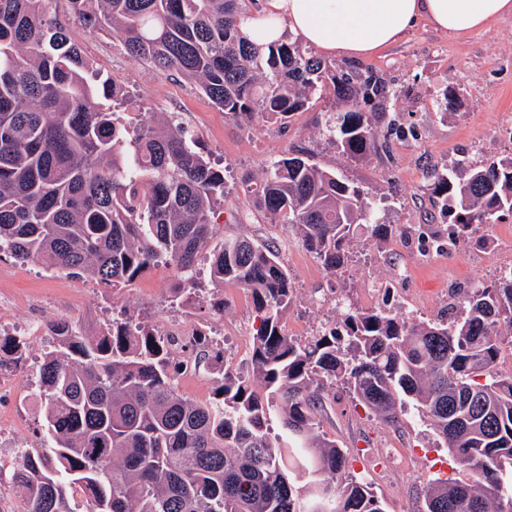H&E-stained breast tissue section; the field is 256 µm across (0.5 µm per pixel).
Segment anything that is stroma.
Listing matches in <instances>:
<instances>
[{"label": "stroma", "instance_id": "obj_1", "mask_svg": "<svg viewBox=\"0 0 512 512\" xmlns=\"http://www.w3.org/2000/svg\"><path fill=\"white\" fill-rule=\"evenodd\" d=\"M55 7L84 56L104 76L118 78L126 97L118 116L128 129L148 119L179 122L223 167L226 189L216 206L214 238L244 236L275 245L293 287L282 320L289 336L304 342L339 324L340 299L356 310L385 307L419 320L449 317L461 293L496 285L501 268L512 263V220L478 228V235L488 236V247L467 242L453 251L436 247L435 237H447L452 219L432 192L434 176L458 164L482 166L512 157L511 16L461 39L422 23L376 56L326 58L331 70L350 73L355 81L374 74L385 82V94L368 105L378 149L354 160L340 153L325 130L329 117L343 109L333 94L312 98L284 125L258 117L239 121L179 75H162L130 60L112 34H90L71 24L66 0ZM451 90L457 98L450 107L445 95ZM298 155L337 169L378 205L380 223L393 227L381 239L358 228L349 259L335 275L323 268L295 225L265 219L241 188L242 182L261 181L276 160ZM199 268L201 288L187 299L179 294L174 267L166 264L151 266L125 287L106 288L86 275L0 255V335L41 327L39 335L26 339L23 364L0 367V512H23V493L11 476L22 466L23 451L43 453L48 447L46 398L35 375L55 344L53 324L73 323L89 336L115 319L147 324L160 336L191 326L192 335L171 352L174 362L197 364L193 375L174 380L177 394L194 402H209L222 380L211 365L199 362L202 348L195 335L213 338L224 350V363L251 373L259 325L253 296L231 284L215 287L208 256H201ZM320 430L348 450L355 475L384 499L387 512H421L428 480L460 471L410 403L398 424L387 425L354 405L339 386L320 416Z\"/></svg>", "mask_w": 512, "mask_h": 512}]
</instances>
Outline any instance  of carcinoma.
<instances>
[{
	"instance_id": "1",
	"label": "carcinoma",
	"mask_w": 512,
	"mask_h": 512,
	"mask_svg": "<svg viewBox=\"0 0 512 512\" xmlns=\"http://www.w3.org/2000/svg\"><path fill=\"white\" fill-rule=\"evenodd\" d=\"M54 2L0 0V253L106 288L165 263L193 287L224 170L170 120L128 142L99 102L117 100L120 84L82 55ZM238 2L68 0L74 23L117 34L131 59L178 74L232 118L285 121L333 89L344 110L328 120L329 137L351 159L371 154L376 133L361 104L380 80L354 87L294 42L249 41ZM433 192L454 217L453 247L475 227L512 219V157L438 174ZM245 193L296 225L334 275L358 226L391 233L337 170L300 157L276 161ZM210 275L253 295L252 374L218 353L211 366L224 382L213 400L194 403L175 391L171 343L149 327L114 322L86 336L57 325L37 377L53 457L28 451L13 475L27 512H73L74 491L86 512H387L351 474L349 452L319 433L338 383L386 424L399 423L411 399L456 456L466 475L430 479L424 512H512V374L498 367L501 337L512 338V271L466 293L450 322L349 309L340 327L304 343L282 329L293 288L275 247L224 239L211 248ZM24 346L22 336H0L16 366Z\"/></svg>"
}]
</instances>
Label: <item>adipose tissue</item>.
<instances>
[{
  "label": "adipose tissue",
  "mask_w": 512,
  "mask_h": 512,
  "mask_svg": "<svg viewBox=\"0 0 512 512\" xmlns=\"http://www.w3.org/2000/svg\"><path fill=\"white\" fill-rule=\"evenodd\" d=\"M512 15V0H264L242 31L269 44L290 32L320 52L368 57L400 41L418 22L463 37Z\"/></svg>",
  "instance_id": "obj_1"
}]
</instances>
